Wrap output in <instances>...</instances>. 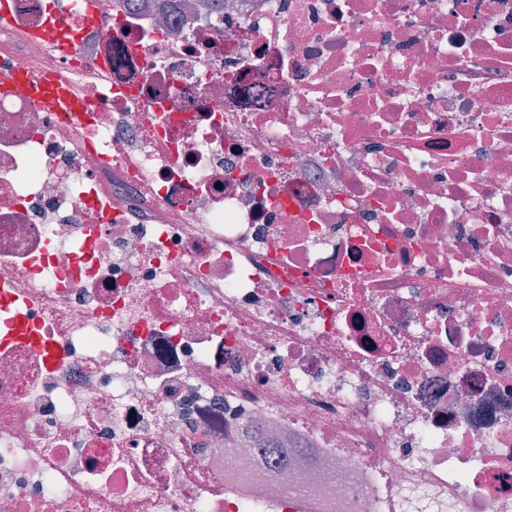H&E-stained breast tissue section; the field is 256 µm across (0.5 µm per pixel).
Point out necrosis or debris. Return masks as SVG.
I'll return each mask as SVG.
<instances>
[{"instance_id":"obj_1","label":"necrosis or debris","mask_w":512,"mask_h":512,"mask_svg":"<svg viewBox=\"0 0 512 512\" xmlns=\"http://www.w3.org/2000/svg\"><path fill=\"white\" fill-rule=\"evenodd\" d=\"M6 2L0 512H512V0Z\"/></svg>"}]
</instances>
